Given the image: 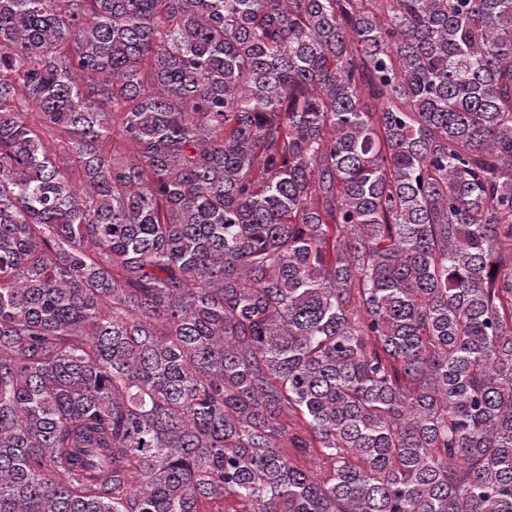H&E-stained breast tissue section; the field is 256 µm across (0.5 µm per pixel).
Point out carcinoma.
I'll return each mask as SVG.
<instances>
[{"label": "carcinoma", "mask_w": 512, "mask_h": 512, "mask_svg": "<svg viewBox=\"0 0 512 512\" xmlns=\"http://www.w3.org/2000/svg\"><path fill=\"white\" fill-rule=\"evenodd\" d=\"M0 512H512V0H0Z\"/></svg>", "instance_id": "obj_1"}]
</instances>
